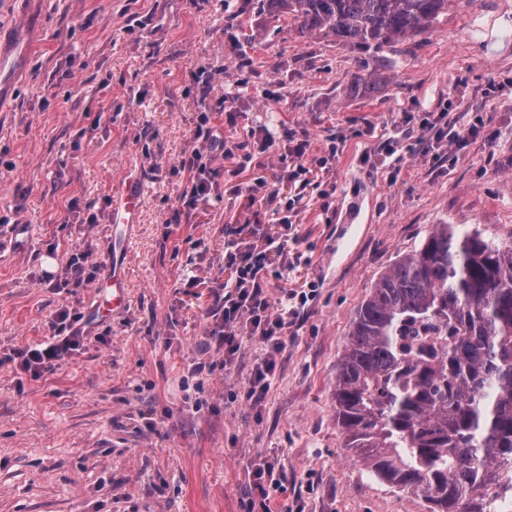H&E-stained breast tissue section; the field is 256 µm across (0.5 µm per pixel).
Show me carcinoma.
I'll list each match as a JSON object with an SVG mask.
<instances>
[{"label": "carcinoma", "mask_w": 512, "mask_h": 512, "mask_svg": "<svg viewBox=\"0 0 512 512\" xmlns=\"http://www.w3.org/2000/svg\"><path fill=\"white\" fill-rule=\"evenodd\" d=\"M301 29L379 49L449 0H269ZM344 447L431 512L512 502V244L436 224L351 322L336 375Z\"/></svg>", "instance_id": "1"}]
</instances>
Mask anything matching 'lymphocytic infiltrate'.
Instances as JSON below:
<instances>
[{"label": "lymphocytic infiltrate", "instance_id": "1", "mask_svg": "<svg viewBox=\"0 0 512 512\" xmlns=\"http://www.w3.org/2000/svg\"><path fill=\"white\" fill-rule=\"evenodd\" d=\"M200 122L195 135L204 140L205 146L193 150L181 162L192 175L190 191L182 198V206L187 210L194 208L199 197L208 194L220 174L212 163L223 156L227 148L223 137L208 129V116H201ZM399 122L429 132L425 151L436 156L441 154L444 142L460 144L474 137L483 118L475 115L463 123L456 113L448 111L427 112L420 118L414 113L404 112ZM225 260L230 275L213 292L214 303L207 312L203 336L205 344L222 352L223 357L217 363H196L191 374L199 377L218 369L231 370L240 356L244 339L255 340L261 347V354L251 369L248 397L258 404L266 397L276 376L284 331L297 324L312 295L292 289L284 291L278 300H271L264 289L261 255L241 250L238 242H230ZM77 321V315L71 314L70 310H60L53 322L52 342L15 351L14 357L20 368L36 377L79 351L84 337L76 326Z\"/></svg>", "mask_w": 512, "mask_h": 512}]
</instances>
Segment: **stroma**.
<instances>
[{"label":"stroma","mask_w":512,"mask_h":512,"mask_svg":"<svg viewBox=\"0 0 512 512\" xmlns=\"http://www.w3.org/2000/svg\"><path fill=\"white\" fill-rule=\"evenodd\" d=\"M25 46L0 92V512H247L248 469L277 459V506L302 512H430L344 448L337 364L379 276L437 224L512 240V0H450L426 33L381 51L300 31L269 0H0V42ZM385 71L356 83L362 62ZM205 67L209 93L197 91ZM233 101L245 129L227 127ZM484 119L443 157L402 138L399 161L364 159L403 111ZM234 149L195 215L172 223L201 148L200 113ZM274 144L240 150L246 128ZM307 130L306 187L253 201L234 185L274 181L288 133ZM142 185L123 243L127 308L92 322L95 288H56L75 253L106 265L112 195ZM95 223H88V216ZM265 250L271 298L315 284L285 333L260 405L247 397L257 342L230 371L200 346L228 241ZM275 246H267V238ZM196 275L189 286L188 275ZM85 341L31 377L14 351L49 341L60 309Z\"/></svg>","instance_id":"obj_1"}]
</instances>
